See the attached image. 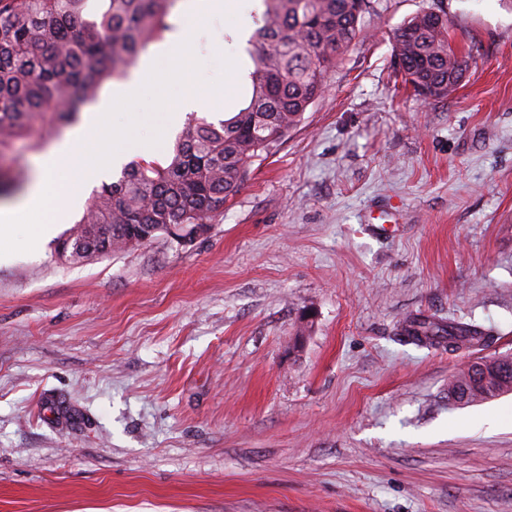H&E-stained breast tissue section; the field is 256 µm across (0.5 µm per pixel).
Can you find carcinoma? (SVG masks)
I'll return each mask as SVG.
<instances>
[{
  "label": "carcinoma",
  "instance_id": "carcinoma-1",
  "mask_svg": "<svg viewBox=\"0 0 512 512\" xmlns=\"http://www.w3.org/2000/svg\"><path fill=\"white\" fill-rule=\"evenodd\" d=\"M176 0H0V163L16 141L37 150L44 133L78 121L109 81H122L150 44L174 29ZM371 0H263L246 52L251 95L217 122L191 115L172 152L125 167L95 192L67 233L83 239L79 263L111 236L112 252L135 247L131 225L156 238L170 224L215 223L241 190L254 162L288 138L325 94L326 76L363 31ZM448 13L427 10L391 36L402 82L440 101L468 60L449 40ZM493 328L404 317L396 335L448 350L483 345ZM512 392V354L475 361L448 378V401L481 404Z\"/></svg>",
  "mask_w": 512,
  "mask_h": 512
}]
</instances>
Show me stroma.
<instances>
[{"label": "stroma", "instance_id": "obj_1", "mask_svg": "<svg viewBox=\"0 0 512 512\" xmlns=\"http://www.w3.org/2000/svg\"><path fill=\"white\" fill-rule=\"evenodd\" d=\"M444 9L464 81L425 104L390 36ZM260 0L176 31L199 79L250 93ZM325 95L191 244L80 264L55 241L0 264V512H512V394L448 401L512 351V9L381 0ZM411 314L494 326L486 347L400 342Z\"/></svg>", "mask_w": 512, "mask_h": 512}]
</instances>
